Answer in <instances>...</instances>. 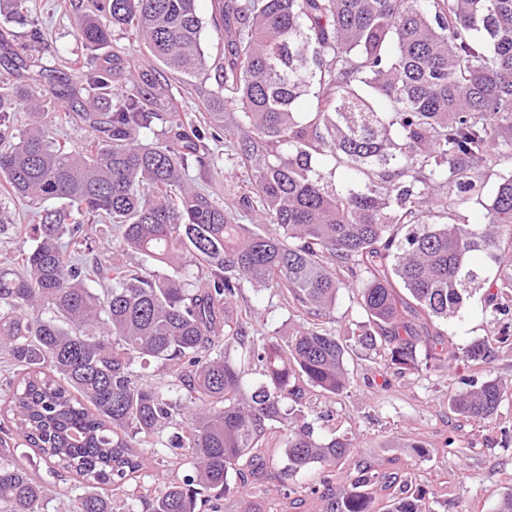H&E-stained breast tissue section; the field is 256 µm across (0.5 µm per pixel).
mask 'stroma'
Listing matches in <instances>:
<instances>
[{
  "label": "stroma",
  "mask_w": 512,
  "mask_h": 512,
  "mask_svg": "<svg viewBox=\"0 0 512 512\" xmlns=\"http://www.w3.org/2000/svg\"><path fill=\"white\" fill-rule=\"evenodd\" d=\"M27 5L39 23L40 41L47 46L38 56L39 66L79 81L77 62L84 50L77 24L85 0H27ZM197 8L209 69L188 82L176 74L167 80L179 105L202 126L207 122V94L216 87L212 68L223 60V41L212 22L210 0H197ZM208 147L219 161L204 173L190 168L193 185L235 210L238 223H253V212L238 209L230 193L247 181L248 170L224 160L228 147L223 141H209ZM40 211L39 205L0 192V212L10 218L0 224V267L19 269L20 254L33 240L18 236L16 229L37 223ZM486 296L483 289L473 292L462 318L441 324L442 341L450 352L446 361L430 359L422 346L418 368L388 369L383 356L357 346L346 356L350 386L343 395L330 396L310 387L303 393L304 411L320 437L351 439L358 459L398 460L413 486L426 490L428 512H497L500 499L512 492V317L489 321ZM235 304L253 309L252 335L292 325L283 300L272 291L244 288ZM483 338L493 346L487 366L458 356L459 348ZM489 374L506 387L497 415L474 422L456 414L451 404L464 381H480ZM413 439L427 442V452L409 448ZM13 453L43 482L56 486L48 512H72V478L51 469L23 440H16Z\"/></svg>",
  "instance_id": "35a3bbf8"
}]
</instances>
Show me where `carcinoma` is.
Returning <instances> with one entry per match:
<instances>
[{"label":"carcinoma","mask_w":512,"mask_h":512,"mask_svg":"<svg viewBox=\"0 0 512 512\" xmlns=\"http://www.w3.org/2000/svg\"><path fill=\"white\" fill-rule=\"evenodd\" d=\"M195 2L88 0L79 82L18 54L12 84L0 81V126L22 96L32 116L0 149L6 191L68 204L32 225L23 272L0 268V350L14 372L0 512H45L53 498L11 454L15 435L74 475L76 512H113L109 486L126 512L139 503L197 512L202 489L224 495L234 475L247 489L240 462L273 437L283 453L273 477L292 504L303 494L321 512H425L408 479L354 463L345 437L316 436L298 399L304 385L333 396L349 387V345L327 325L342 288L365 317L357 343L383 340L386 365L399 370L418 366L429 324L460 316L472 291L491 290L493 314L512 311V177L484 223L453 218L482 202L489 169L512 157V0H211L224 63L208 116L233 139L228 159L251 173L239 203L270 226L262 233L189 182L191 166L215 157L200 152L205 132L175 106L167 80L95 54L118 27L169 70L195 76L207 68ZM1 13L36 26L27 0H0ZM306 95L312 111H294ZM76 119L92 138L68 148L52 126ZM158 120L163 138L142 142ZM339 166L352 175L342 187L331 182ZM93 221L117 235L108 258L94 253ZM128 252L140 267L128 268ZM192 266L209 279L189 275ZM248 285L279 292L302 321L286 335L248 336L251 313L233 307ZM235 343L259 384L243 381ZM492 352L487 339L462 348L476 365ZM138 360L168 368L169 380L137 379ZM464 386L453 402L461 416L497 413L498 379ZM139 445L149 450L134 453ZM181 450L194 475L160 493L141 481L146 463L163 467ZM313 469L318 483L295 484Z\"/></svg>","instance_id":"obj_1"}]
</instances>
